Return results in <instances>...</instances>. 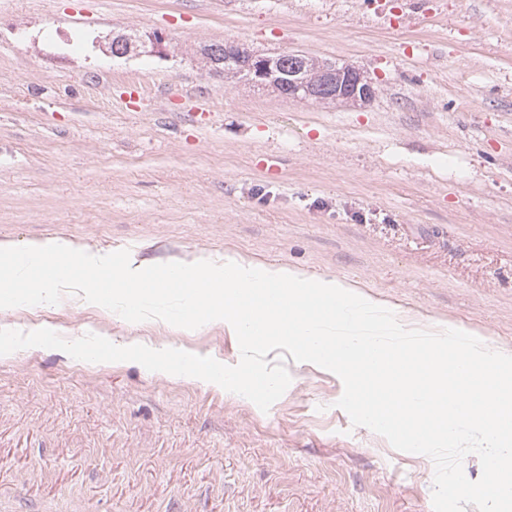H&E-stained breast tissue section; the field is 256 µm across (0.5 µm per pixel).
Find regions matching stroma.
<instances>
[{"mask_svg": "<svg viewBox=\"0 0 512 512\" xmlns=\"http://www.w3.org/2000/svg\"><path fill=\"white\" fill-rule=\"evenodd\" d=\"M419 2L409 23L406 0H0V241L292 267L512 348V0ZM153 31L164 55L99 46ZM212 43L347 63L376 95L227 80ZM35 325L240 360L220 322L130 323L72 293L0 309ZM285 365L264 412L135 362L0 356V512H433L428 456L352 426L336 374Z\"/></svg>", "mask_w": 512, "mask_h": 512, "instance_id": "1", "label": "stroma"}]
</instances>
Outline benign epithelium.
I'll list each match as a JSON object with an SVG mask.
<instances>
[{
	"mask_svg": "<svg viewBox=\"0 0 512 512\" xmlns=\"http://www.w3.org/2000/svg\"><path fill=\"white\" fill-rule=\"evenodd\" d=\"M120 40L127 43V53L138 56L157 55L163 52L166 37L157 32L138 34H122ZM233 52L239 58L242 69L248 72V83L257 88L277 89L282 84L283 71L279 65V56L256 54L238 44L233 45ZM324 85L312 88L303 77V70L295 69L288 73V82L297 93H305L316 97L324 104L329 103H366L374 96L371 79L358 68L345 64H321Z\"/></svg>",
	"mask_w": 512,
	"mask_h": 512,
	"instance_id": "benign-epithelium-1",
	"label": "benign epithelium"
}]
</instances>
